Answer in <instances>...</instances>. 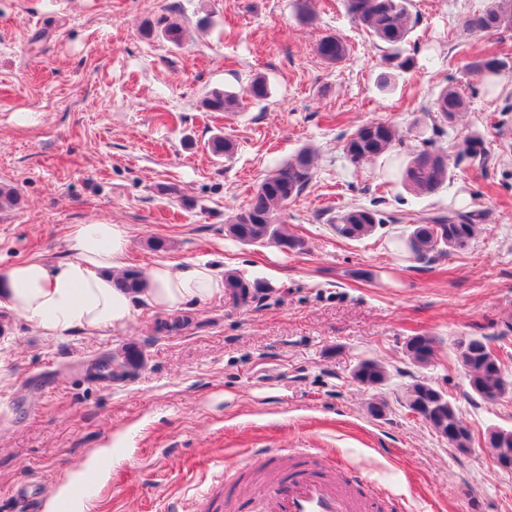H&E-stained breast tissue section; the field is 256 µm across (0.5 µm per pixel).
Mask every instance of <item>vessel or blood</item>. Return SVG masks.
Listing matches in <instances>:
<instances>
[{"instance_id":"b4317fda","label":"vessel or blood","mask_w":512,"mask_h":512,"mask_svg":"<svg viewBox=\"0 0 512 512\" xmlns=\"http://www.w3.org/2000/svg\"><path fill=\"white\" fill-rule=\"evenodd\" d=\"M267 463V497L276 512H383L387 503L386 491L366 479L340 480L335 462L321 460L318 449H302L294 462L276 453L268 456ZM98 484V469H85L80 479L57 495L48 508L52 512H90ZM11 502L15 512H43L47 508L28 482L14 489Z\"/></svg>"}]
</instances>
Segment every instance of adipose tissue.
Instances as JSON below:
<instances>
[{
    "instance_id": "1",
    "label": "adipose tissue",
    "mask_w": 512,
    "mask_h": 512,
    "mask_svg": "<svg viewBox=\"0 0 512 512\" xmlns=\"http://www.w3.org/2000/svg\"><path fill=\"white\" fill-rule=\"evenodd\" d=\"M69 237L76 252L72 260L51 266L31 259L0 269V306L41 336L75 330L102 335L124 328L140 309L177 311L224 292L223 276L208 263L163 262L147 269L138 293H128L113 284L127 266L126 225L74 224Z\"/></svg>"
}]
</instances>
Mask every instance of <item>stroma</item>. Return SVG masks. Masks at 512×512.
I'll return each mask as SVG.
<instances>
[{
  "instance_id": "stroma-1",
  "label": "stroma",
  "mask_w": 512,
  "mask_h": 512,
  "mask_svg": "<svg viewBox=\"0 0 512 512\" xmlns=\"http://www.w3.org/2000/svg\"><path fill=\"white\" fill-rule=\"evenodd\" d=\"M486 3L412 0L404 49L419 66L384 87L382 52L343 0H0V184L21 196L0 209V267L73 259L70 226L106 221L127 225L130 267L205 260L270 287L246 307L223 295L140 312L114 334L55 340L0 306V502L29 479L54 497L120 448L92 512H218L225 469L251 462L241 478L252 481L266 453L320 448L340 459V478L368 477L402 512H512V471L481 443L488 428L512 427V393L490 403L470 392L456 349L460 338L501 334L512 352V69L486 93L468 65L489 44L462 32ZM164 17L181 24V45L162 36ZM328 34L348 45L335 65L316 52ZM258 76L269 86L260 101L245 93ZM447 86L468 110L436 143L480 133L486 165L463 162L417 197L346 159L358 126H408ZM214 90L236 94V110L207 111ZM217 135L234 141L231 156L209 151ZM306 147L311 179L281 213L303 249L225 235L265 175ZM463 187L487 212L484 232L425 260L398 249ZM354 207L377 210L383 226L338 237L337 216ZM157 238L166 249L150 247ZM161 319L182 325L159 334ZM417 333L436 339L429 364L405 352ZM129 345L142 365L88 375L89 362ZM364 358L387 366L386 385L352 379ZM422 378L459 409L476 439L469 451L407 410L406 389ZM376 401L386 405L378 418Z\"/></svg>"
}]
</instances>
